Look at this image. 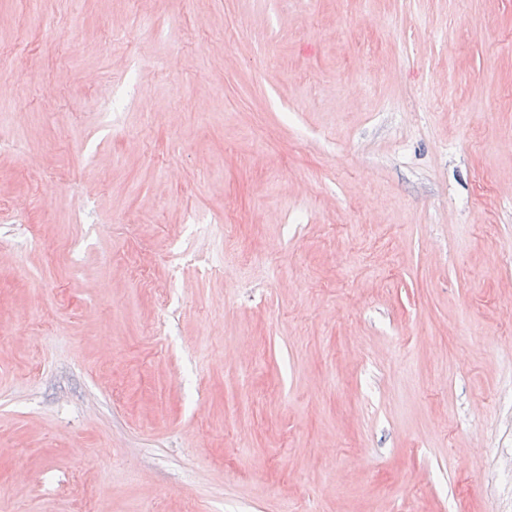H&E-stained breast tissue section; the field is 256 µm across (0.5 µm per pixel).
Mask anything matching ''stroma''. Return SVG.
Listing matches in <instances>:
<instances>
[{"mask_svg":"<svg viewBox=\"0 0 512 512\" xmlns=\"http://www.w3.org/2000/svg\"><path fill=\"white\" fill-rule=\"evenodd\" d=\"M0 55V512H512V0H0Z\"/></svg>","mask_w":512,"mask_h":512,"instance_id":"stroma-1","label":"stroma"}]
</instances>
